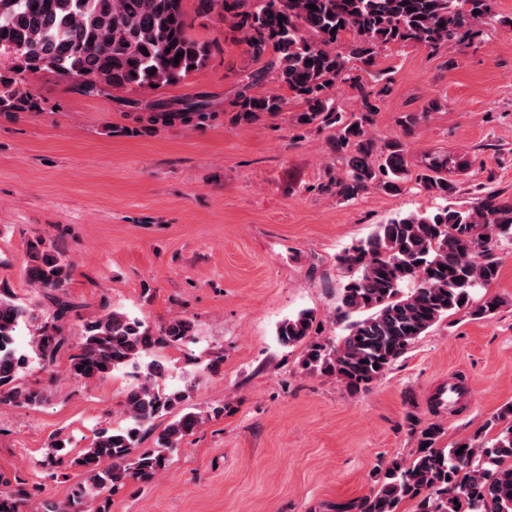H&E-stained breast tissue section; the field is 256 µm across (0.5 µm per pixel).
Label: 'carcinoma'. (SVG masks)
I'll return each instance as SVG.
<instances>
[{"instance_id": "obj_1", "label": "carcinoma", "mask_w": 512, "mask_h": 512, "mask_svg": "<svg viewBox=\"0 0 512 512\" xmlns=\"http://www.w3.org/2000/svg\"><path fill=\"white\" fill-rule=\"evenodd\" d=\"M313 4V11L308 5ZM234 11L252 57L267 50L273 58L250 74L238 95L240 117L283 111L285 99L254 95L253 85L266 73L288 88L306 108L298 116L307 123L336 129V151H347L342 175L331 176L319 190L352 201L370 188L398 192L407 182L440 199L455 186L433 175L436 164L415 173L401 142L378 145L369 130L370 102L389 87L388 77L373 76V91L351 74V62L375 64L386 44L413 43L436 51L456 42L461 32L480 34L494 19L493 0H198L197 14ZM353 41L344 52L336 45L346 34ZM147 52H142V49ZM13 56L11 68L0 70V115L43 111L40 98L20 89L26 73L50 72L74 82L79 93L149 88L182 81L201 69L208 46L199 42L182 0H0V53ZM183 54L174 63L177 54ZM352 83L362 101L359 112L336 107L334 90ZM512 239V202L495 191L477 189L467 210L443 206L432 213H411L376 226L364 241L345 250L340 266L350 274L336 309L344 334L330 342H308L303 366L332 374L358 394L380 379L409 346L450 312L489 317L501 305L490 297L472 300V290L498 278L499 263L491 256L493 242ZM445 270H440V267ZM71 263L54 242L28 241L24 269L28 284L43 291L56 307L53 321L31 340L33 353L17 343L21 323L34 318L32 309L9 288L0 287V407H37L47 400L42 387L20 382L36 359L52 365L67 345L60 321L74 311L65 299ZM316 317L305 310L280 324L277 336L296 345L311 335ZM194 325L178 317L159 331L119 308L84 324L73 346L69 371L78 380L103 378L132 367L138 383L123 399L125 425L99 427L91 443L69 461L84 481L66 503L52 512H77L95 505L111 512L112 492L128 481H151L177 447L204 423L187 410L192 388L161 389L165 365L151 358L160 345L177 347L192 341ZM171 421L158 434V447L140 450L143 427L163 416ZM506 422L490 444L468 439L439 447L443 427L431 423L418 435V450L408 460H392L379 468L377 486L347 506L351 512H400L408 500L416 512H512V408L505 407L491 423ZM462 453H457V450ZM39 487L23 482L0 491V512L29 510Z\"/></svg>"}]
</instances>
